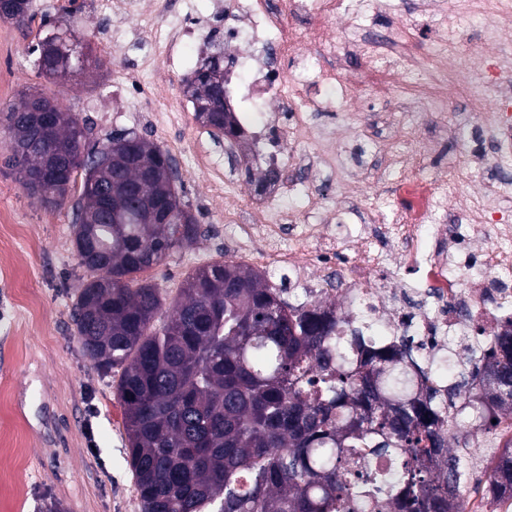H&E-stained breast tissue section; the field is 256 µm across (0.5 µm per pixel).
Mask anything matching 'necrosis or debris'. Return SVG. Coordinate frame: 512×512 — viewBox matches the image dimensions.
Wrapping results in <instances>:
<instances>
[{
	"label": "necrosis or debris",
	"instance_id": "4bbe7bcc",
	"mask_svg": "<svg viewBox=\"0 0 512 512\" xmlns=\"http://www.w3.org/2000/svg\"><path fill=\"white\" fill-rule=\"evenodd\" d=\"M100 5L113 31H130L146 54L135 79L139 86L150 83L159 66H175L179 56L208 37L223 36L228 45L241 40L249 44V52L224 57L227 80L239 100L237 121L262 144L264 162L285 161L291 175L269 183L264 196L245 208L235 193L224 189L225 182H236L235 173L209 160L206 150L197 152V159L209 162L225 215L240 223L233 254L250 257L249 239L260 238V269L268 275L287 271L290 284L306 287L321 269L335 267L348 317L364 326L374 343L384 346L401 335L427 359L446 354L447 363L429 373V383L435 388L459 383L464 360L485 354L492 336L512 315V207L492 195L452 213L447 199L449 192L458 191L457 180H433L425 191L420 184L425 162L465 128L476 142L472 158L493 164L489 186L505 185L512 171V144L496 134L512 130V101L501 100L491 112L479 106L512 71V59L502 56L477 69L469 52L458 49L455 69L469 79L452 91L437 69L446 40L416 44L401 28L377 29L375 13L359 11L353 0H225L226 24L221 28L204 25L197 0H158L154 16L133 29L126 26L135 15L127 0H100ZM465 6L478 21L481 40L512 43V11L493 9L491 0H466ZM342 13L351 15L364 35L340 50L331 33ZM354 60L361 74L381 73L405 90L406 107L375 109L356 126L358 139L398 140L399 150L381 157L365 176L371 187L395 180L397 193L391 203L354 199L337 213L342 230L334 234L320 224L297 223L295 213L275 208L274 201L302 197L307 215L324 207L328 196L316 185L306 157L343 178L346 152L319 129L316 117L347 111L349 101L361 97L349 75ZM460 98L474 108L472 121L455 112ZM267 100L277 109L271 118L260 110ZM420 117L426 130L416 135L412 129ZM398 267L421 272L422 286L392 287ZM509 447L512 420L504 418L493 440L472 437L458 455L463 462L477 459L488 466Z\"/></svg>",
	"mask_w": 512,
	"mask_h": 512
}]
</instances>
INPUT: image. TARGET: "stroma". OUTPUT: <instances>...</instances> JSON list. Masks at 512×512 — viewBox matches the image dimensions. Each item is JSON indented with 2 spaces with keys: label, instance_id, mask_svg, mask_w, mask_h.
I'll use <instances>...</instances> for the list:
<instances>
[{
  "label": "stroma",
  "instance_id": "1",
  "mask_svg": "<svg viewBox=\"0 0 512 512\" xmlns=\"http://www.w3.org/2000/svg\"><path fill=\"white\" fill-rule=\"evenodd\" d=\"M25 26L0 19V74L8 80L0 93V110L40 92L88 120L93 137L129 129L167 152L193 150L196 143L217 157L223 140L203 135L198 121L173 119L154 125L149 114L157 99L180 96L210 44L195 52L180 71H158L136 111L126 109L133 96L122 83L124 71L137 68L140 53L132 47L112 55L106 47L109 20L91 0H33ZM69 19L89 40L101 68L65 79L39 74L32 49L46 23ZM468 138L446 143L430 163L439 175L481 193L483 185L470 162ZM10 137L0 125V214L9 218L11 234L0 245V512H141L127 463L124 409L116 378L97 370L75 338L72 300L85 270L73 241L70 205L50 208L24 188L9 166ZM180 196L196 215L202 235L190 247L174 249L161 266L143 272L168 297H176L196 267L228 259L224 241L236 231L224 220V202L210 188V175L192 158L178 166Z\"/></svg>",
  "mask_w": 512,
  "mask_h": 512
}]
</instances>
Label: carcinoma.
<instances>
[{"label":"carcinoma","mask_w":512,"mask_h":512,"mask_svg":"<svg viewBox=\"0 0 512 512\" xmlns=\"http://www.w3.org/2000/svg\"><path fill=\"white\" fill-rule=\"evenodd\" d=\"M52 39L80 71L90 60L72 40L70 20ZM224 59L204 58L199 84L187 89L196 118L219 132L236 116L199 111L210 75ZM29 99L3 113L14 142L9 162L35 175L45 155H61L66 184L82 177L72 205V234L87 272L73 301L77 340L103 372L119 374L127 461L141 512H460L461 487L448 463V434L461 425L417 389L423 371L403 336L376 347L361 327L329 307L287 302L254 268L216 261L189 274L178 297L137 275L164 263L174 248L201 236L198 222L137 223L154 198L189 205L177 176L146 178L169 154L133 132L117 131L82 155L91 128L69 116L53 143L27 123ZM116 157L94 177L101 147ZM30 194L61 207L69 189L22 181ZM172 310L163 321L164 305ZM468 405L482 410L481 430L512 416V319L476 367ZM386 457L388 466L375 465ZM512 491V452L489 482Z\"/></svg>","instance_id":"carcinoma-1"}]
</instances>
